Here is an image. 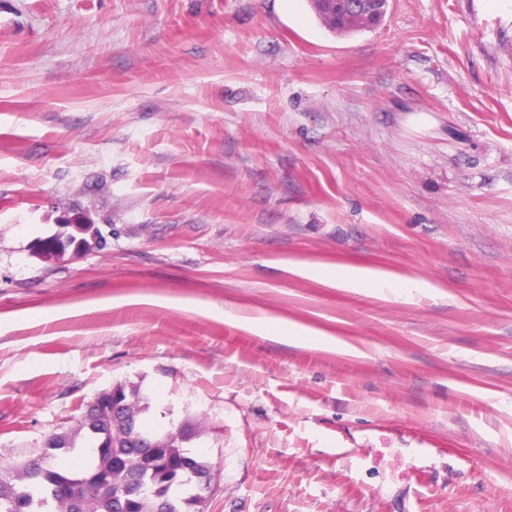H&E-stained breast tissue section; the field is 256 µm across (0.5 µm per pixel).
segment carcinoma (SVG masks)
<instances>
[{
    "label": "carcinoma",
    "mask_w": 512,
    "mask_h": 512,
    "mask_svg": "<svg viewBox=\"0 0 512 512\" xmlns=\"http://www.w3.org/2000/svg\"><path fill=\"white\" fill-rule=\"evenodd\" d=\"M312 7L337 33L372 30L382 23L376 0L363 3L364 13L350 19L333 15L318 3ZM148 399L140 387L118 384L99 393L76 428L52 435L43 455H73L69 465L24 463L0 470V512H71L67 497L81 500L80 512H112L107 494L126 500V512H151L157 499L171 500L173 512H197L191 495L195 479L211 480L214 468L185 444L202 434L200 426L185 424L179 433L156 431L144 421ZM144 433L155 442L148 453L127 447L131 434Z\"/></svg>",
    "instance_id": "1"
}]
</instances>
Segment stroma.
Listing matches in <instances>:
<instances>
[{
  "label": "stroma",
  "mask_w": 512,
  "mask_h": 512,
  "mask_svg": "<svg viewBox=\"0 0 512 512\" xmlns=\"http://www.w3.org/2000/svg\"><path fill=\"white\" fill-rule=\"evenodd\" d=\"M118 383L206 512H512V0H0V468ZM363 4L364 13L363 15L356 16L345 20L342 15L329 14L328 11L318 3L311 0L312 7L322 22L332 31L337 33H352L356 31L372 30L379 26L385 19V15L388 12L389 1L385 7L386 14L383 19H379V12H375V9L383 3L376 1H360ZM338 288H374L381 293L388 292L400 296L410 288H415V283L401 284L388 276L377 274L371 270L359 267L348 268L336 274L333 278ZM241 323L259 336H275L289 343L307 344L317 348L335 350L336 353L354 354L355 348L340 339L306 330L296 324H281L265 316L242 318Z\"/></svg>",
  "instance_id": "1"
}]
</instances>
